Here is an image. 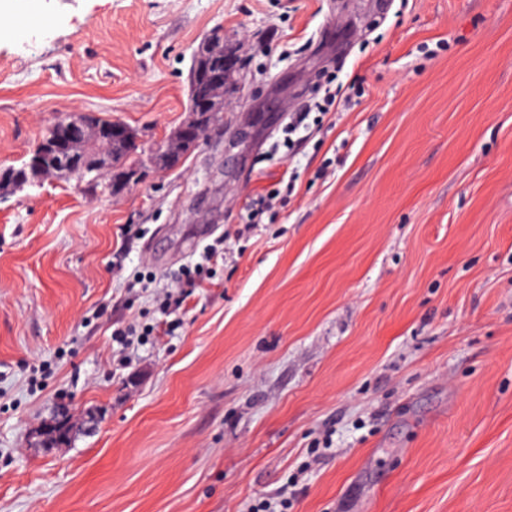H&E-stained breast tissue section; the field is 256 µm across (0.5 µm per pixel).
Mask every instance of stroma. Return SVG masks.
Returning <instances> with one entry per match:
<instances>
[{"label": "stroma", "instance_id": "35a3bbf8", "mask_svg": "<svg viewBox=\"0 0 512 512\" xmlns=\"http://www.w3.org/2000/svg\"><path fill=\"white\" fill-rule=\"evenodd\" d=\"M41 3L0 41V168L65 113L167 137L214 29L246 78L173 169L0 200V512H253L287 486L288 512H512V0ZM330 68L359 104L278 148ZM217 243L180 327L118 361L114 329L165 321L134 271L165 287ZM61 409L74 438L45 447ZM280 189H272L266 194H258L250 203V208L246 213V228H250L251 224H259L265 214H269V218L274 215V201L280 196Z\"/></svg>", "mask_w": 512, "mask_h": 512}]
</instances>
